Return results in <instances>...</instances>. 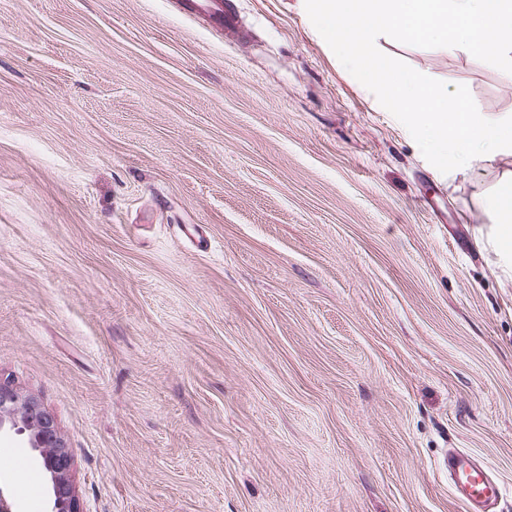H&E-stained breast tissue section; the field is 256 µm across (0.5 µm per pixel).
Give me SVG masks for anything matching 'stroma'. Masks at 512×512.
<instances>
[{"label": "stroma", "mask_w": 512, "mask_h": 512, "mask_svg": "<svg viewBox=\"0 0 512 512\" xmlns=\"http://www.w3.org/2000/svg\"><path fill=\"white\" fill-rule=\"evenodd\" d=\"M0 0V377L37 395L83 512H512V276L483 241L512 158L444 174L298 0ZM385 54L491 114L461 51ZM0 470L16 512H51ZM182 14L203 20L211 29L224 33L230 43L238 40V15L232 0H172ZM447 459L454 497L469 512H498L501 489L488 472L465 454L450 453Z\"/></svg>", "instance_id": "35a3bbf8"}]
</instances>
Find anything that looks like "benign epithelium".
<instances>
[{"label": "benign epithelium", "mask_w": 512, "mask_h": 512, "mask_svg": "<svg viewBox=\"0 0 512 512\" xmlns=\"http://www.w3.org/2000/svg\"><path fill=\"white\" fill-rule=\"evenodd\" d=\"M7 431L26 436L28 446L42 458L49 474L52 512H82L71 480L72 458L56 418L35 395L0 379V433Z\"/></svg>", "instance_id": "obj_1"}]
</instances>
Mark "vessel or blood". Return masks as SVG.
I'll return each mask as SVG.
<instances>
[{
  "label": "vessel or blood",
  "mask_w": 512,
  "mask_h": 512,
  "mask_svg": "<svg viewBox=\"0 0 512 512\" xmlns=\"http://www.w3.org/2000/svg\"><path fill=\"white\" fill-rule=\"evenodd\" d=\"M182 14L203 20L211 29L233 42L240 36L238 15L233 0H172ZM448 473L454 497L468 512H498L501 489L488 472L472 458L461 453L449 454Z\"/></svg>",
  "instance_id": "b4317fda"
}]
</instances>
